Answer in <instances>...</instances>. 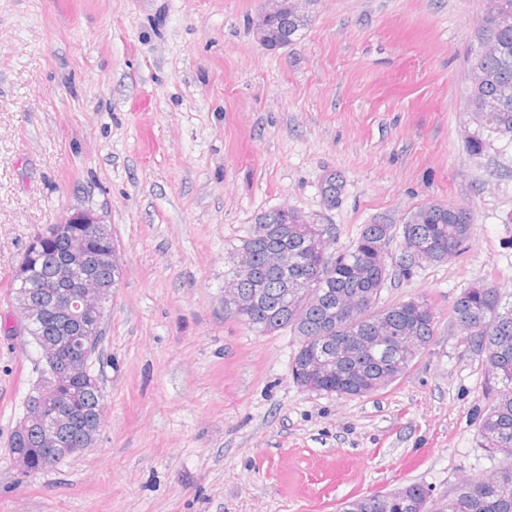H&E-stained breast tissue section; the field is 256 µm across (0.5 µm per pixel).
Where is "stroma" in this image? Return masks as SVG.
Returning a JSON list of instances; mask_svg holds the SVG:
<instances>
[{"label":"stroma","instance_id":"stroma-1","mask_svg":"<svg viewBox=\"0 0 512 512\" xmlns=\"http://www.w3.org/2000/svg\"><path fill=\"white\" fill-rule=\"evenodd\" d=\"M486 0H317L293 45L253 35L263 0H0V512H339L420 483L446 512L488 477V399L453 307L475 282L512 303V143L466 141ZM465 210L471 238L401 266L379 303L426 300L429 347L367 397L301 389L298 338L224 310L235 250L264 211L328 227L427 202ZM112 227L122 279L91 359L94 444L20 477L11 435L38 348L11 288L33 236L71 210Z\"/></svg>","mask_w":512,"mask_h":512}]
</instances>
